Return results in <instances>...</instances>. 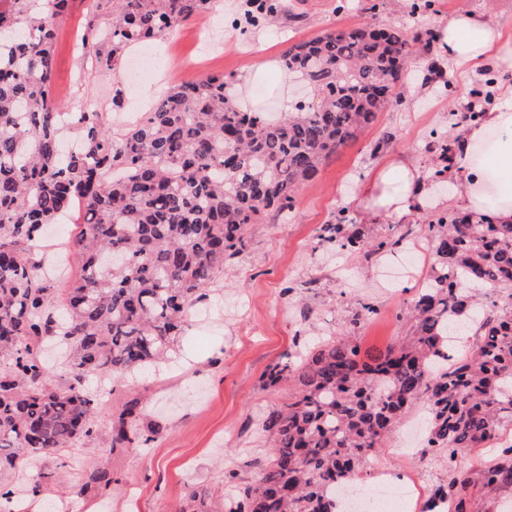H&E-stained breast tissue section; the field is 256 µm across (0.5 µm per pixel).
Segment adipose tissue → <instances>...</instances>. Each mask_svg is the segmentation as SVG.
<instances>
[{
    "mask_svg": "<svg viewBox=\"0 0 512 512\" xmlns=\"http://www.w3.org/2000/svg\"><path fill=\"white\" fill-rule=\"evenodd\" d=\"M432 54L452 66H491L512 71V46L502 40L498 22L482 13L460 14L438 27ZM508 106L483 114L467 125L448 170L449 182L460 193L451 205L474 214L493 210L500 223H512V85L501 87ZM437 183L423 175L420 165L402 153L387 155L375 172L356 186L363 224L401 222L428 210L438 200Z\"/></svg>",
    "mask_w": 512,
    "mask_h": 512,
    "instance_id": "adipose-tissue-1",
    "label": "adipose tissue"
}]
</instances>
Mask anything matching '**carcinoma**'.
<instances>
[{"instance_id": "obj_1", "label": "carcinoma", "mask_w": 512, "mask_h": 512, "mask_svg": "<svg viewBox=\"0 0 512 512\" xmlns=\"http://www.w3.org/2000/svg\"><path fill=\"white\" fill-rule=\"evenodd\" d=\"M73 0H0V473L49 459L76 443L104 442L107 455L146 445L141 401L126 397L106 428L110 397L93 378L122 382L169 361L195 302L243 251L248 227L294 206L324 161L376 124L399 99L418 37L403 26L327 30L291 44L288 71L311 97L276 122L229 102L230 79L172 87L141 120L112 134L95 107L71 113L76 147L59 131L52 95L53 45ZM212 0H94L86 40L98 69L114 74L126 51L210 10ZM112 25L99 24L102 12ZM291 18L282 0H245L249 25ZM442 167L453 140L434 144ZM86 224L67 242L76 274L56 288L36 252L45 227L73 209ZM428 285L413 298L408 334L361 356L349 338H321L277 362L265 386L292 383L261 429L269 458L238 489L227 512H342L336 490L384 442L419 398L430 407L428 446L448 459L512 431V224L487 214L441 215ZM408 233L378 241L341 222L320 239L349 252L392 251ZM475 287L497 294L478 301ZM474 330L464 356L457 337ZM66 348L67 377L50 378L43 344ZM487 488L512 486V446L477 471ZM120 479L99 457L78 493L110 494ZM470 481L437 486L425 512H473ZM179 512H211L188 488Z\"/></svg>"}]
</instances>
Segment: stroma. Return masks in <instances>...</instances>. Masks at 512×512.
Returning a JSON list of instances; mask_svg holds the SVG:
<instances>
[{
	"instance_id": "obj_1",
	"label": "stroma",
	"mask_w": 512,
	"mask_h": 512,
	"mask_svg": "<svg viewBox=\"0 0 512 512\" xmlns=\"http://www.w3.org/2000/svg\"><path fill=\"white\" fill-rule=\"evenodd\" d=\"M221 2L211 13L220 49L202 53L200 43L185 37L180 25L160 39L157 48L128 50L127 60L147 58L155 75L147 87L122 89L125 97L139 98L145 88H159L157 73L166 65L178 66L186 80L237 77L256 54H282L289 43L337 25L405 24L419 34L435 31L450 16L483 12L502 23L505 37L512 39V0H431L430 8L416 15L409 14L408 0H284L289 12L298 15V23L282 19L247 32L235 25L244 0ZM86 8L85 0H77L58 24L52 89L64 95L70 84H79L80 96L67 98V110L76 112L92 103L107 112L119 86L115 75L94 68L93 50L81 45ZM412 50L416 64L400 101L322 165L317 178L300 190L288 216L250 225L245 249L196 304L179 340L183 357L194 360V367L128 380L132 392L146 402L142 424L155 436L146 447L108 456L121 488L106 499L77 494L87 462L106 456L98 442L62 449L57 459L27 468V475L54 476L58 461H65L74 488L68 496L74 512H173L191 485L207 489L213 512H224L235 487L250 482L255 463L268 459L269 441L259 422L288 396L287 385L263 387L261 375L268 365L293 352L296 344L332 332L355 336L365 354L407 334L411 300L425 286L435 260L433 249L426 246L424 226L448 213V205L436 204L409 218L411 239L424 244L426 251L395 285L386 282L384 269L403 261L402 250L351 254L321 240L320 227L339 216L358 224L356 182L388 153L412 156L423 175H430L436 165L434 134L450 131L456 115L466 112L477 94H488L487 109L501 107L500 97L488 90L512 84V73L481 68L459 76L435 68L425 43L414 42ZM364 302L374 304L380 314L370 323L353 326L352 317ZM412 465L426 471L427 490L448 480L447 460L424 445L408 458L379 449L359 467L358 475L367 479L379 469L398 473Z\"/></svg>"
}]
</instances>
